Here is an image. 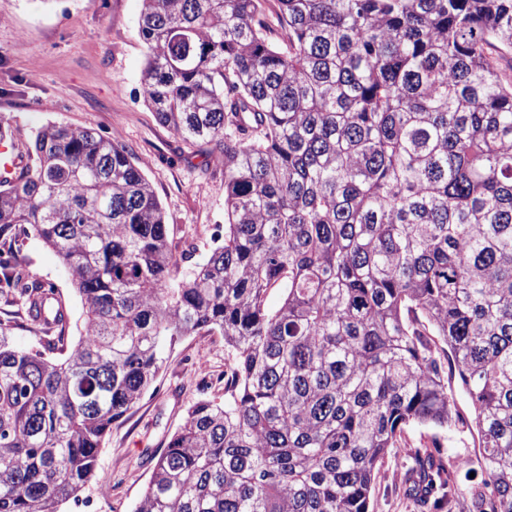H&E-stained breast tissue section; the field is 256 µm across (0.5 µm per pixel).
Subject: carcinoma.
Returning <instances> with one entry per match:
<instances>
[{"mask_svg":"<svg viewBox=\"0 0 512 512\" xmlns=\"http://www.w3.org/2000/svg\"><path fill=\"white\" fill-rule=\"evenodd\" d=\"M141 81L159 122L224 167V238L180 261L121 143L49 123L0 180V512H60L112 424L182 336L218 333L231 375L159 455L134 512H369L405 429L469 397L485 481L512 512V0H142ZM33 235L68 268L21 277ZM277 288L281 303L268 305ZM438 337L447 346L434 349ZM410 490L448 487L432 452ZM19 255L18 270L21 275L55 286L70 314L73 340H77L82 328L83 306L72 287L68 271L60 264L54 252L33 236L23 242ZM0 320H8L14 325L11 339L16 346L28 347L41 336L37 329L25 321L18 307L6 301L3 296H0Z\"/></svg>","mask_w":512,"mask_h":512,"instance_id":"1","label":"carcinoma"}]
</instances>
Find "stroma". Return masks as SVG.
Wrapping results in <instances>:
<instances>
[{
	"label": "stroma",
	"mask_w": 512,
	"mask_h": 512,
	"mask_svg": "<svg viewBox=\"0 0 512 512\" xmlns=\"http://www.w3.org/2000/svg\"><path fill=\"white\" fill-rule=\"evenodd\" d=\"M141 6V0H0V124L9 136L0 166L29 165L33 134L50 122L112 137L151 183L175 243H195L202 257L224 233V170L206 165L204 154L186 148L145 103ZM18 270L55 286L72 333H79L82 302L54 252L27 238ZM167 356L156 381L103 443L97 478L85 490L96 512H133L151 475L145 450L164 448L189 405L224 395L223 336L182 337ZM457 405L462 419L448 429H406L376 470L371 512H472L470 493L484 473L465 397ZM424 448L436 450L455 489L441 509L405 484Z\"/></svg>",
	"instance_id": "obj_1"
}]
</instances>
